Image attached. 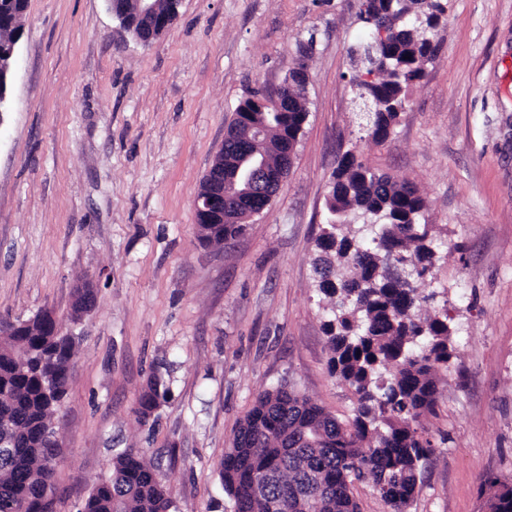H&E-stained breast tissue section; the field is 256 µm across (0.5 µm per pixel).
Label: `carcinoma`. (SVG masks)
<instances>
[{
	"label": "carcinoma",
	"mask_w": 512,
	"mask_h": 512,
	"mask_svg": "<svg viewBox=\"0 0 512 512\" xmlns=\"http://www.w3.org/2000/svg\"><path fill=\"white\" fill-rule=\"evenodd\" d=\"M359 0L358 20L369 33L380 27L390 39L370 38L374 81H350L356 97L373 101L376 111L365 127L385 140L406 101L408 86L421 79L436 51L433 37L443 7L433 0ZM26 6L0 0V38L19 31ZM161 32L143 21L129 36L148 46ZM305 85L290 73L279 94L285 111L261 112L265 139L293 153L306 121ZM242 146L227 142L224 169L235 167ZM329 211L317 240L318 289L332 305L325 323L328 369L357 398L352 422L345 426L288 383L260 393L239 424L232 448L219 462L224 490L234 512H359L354 482L371 478L392 509L405 512L423 463L433 453L418 428L434 410L438 374L454 357L448 309L431 310L436 293L415 283L431 274L437 257L432 225L420 222L424 198L408 182L379 174L348 152L332 174ZM367 219L356 231L350 215ZM245 224L231 214L222 224H203L200 239L239 236ZM91 288L74 289L69 316L94 305ZM57 316L41 310L15 320L0 336V512H54L59 451L43 440L53 424L73 375L72 337L55 335ZM161 378L149 383L138 413L148 422L165 393ZM487 512H512V485L493 479L481 483ZM79 512H179L158 467L137 448L112 457L108 475L96 481Z\"/></svg>",
	"instance_id": "1"
}]
</instances>
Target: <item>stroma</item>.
Segmentation results:
<instances>
[{"label":"stroma","instance_id":"stroma-1","mask_svg":"<svg viewBox=\"0 0 512 512\" xmlns=\"http://www.w3.org/2000/svg\"><path fill=\"white\" fill-rule=\"evenodd\" d=\"M436 51L390 135L372 140L350 83L358 0H181L151 45L105 0H27L0 113V316L54 309L79 336L58 415L55 512H77L117 451L160 466L182 512H233L218 464L256 396L281 380L340 421L331 305L312 261L346 152L413 184L441 248L426 290L455 356L420 428L434 453L406 512H483L512 484V0H440ZM306 60L308 116L290 173L225 247L193 201L238 104ZM95 308L71 321L75 286ZM161 377L168 399L142 423ZM162 385L161 378H155L140 397L138 413L144 423L149 421L154 410L159 407L161 400L164 399L165 391L162 393L160 391ZM481 494H487L485 506L488 512H512V485L500 484L487 479L481 483Z\"/></svg>","mask_w":512,"mask_h":512}]
</instances>
